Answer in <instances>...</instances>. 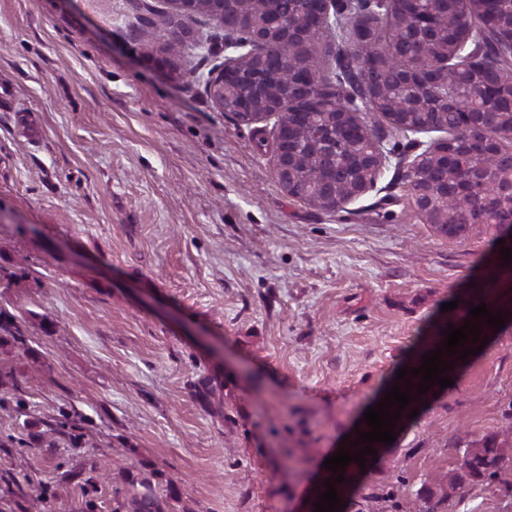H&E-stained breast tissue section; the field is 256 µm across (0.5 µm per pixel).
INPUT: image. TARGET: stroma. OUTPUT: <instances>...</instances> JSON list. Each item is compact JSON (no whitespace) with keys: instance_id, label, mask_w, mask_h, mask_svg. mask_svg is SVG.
Instances as JSON below:
<instances>
[{"instance_id":"stroma-1","label":"stroma","mask_w":512,"mask_h":512,"mask_svg":"<svg viewBox=\"0 0 512 512\" xmlns=\"http://www.w3.org/2000/svg\"><path fill=\"white\" fill-rule=\"evenodd\" d=\"M146 3L0 0V311L21 328L0 338V512H115L143 478L169 512H295L499 250L437 236L393 162L333 213L288 195L205 91L222 54L181 47L177 81L149 63L169 34ZM492 303L503 328L343 512L364 487L413 512L455 439L512 424V288ZM448 512H512V455Z\"/></svg>"}]
</instances>
